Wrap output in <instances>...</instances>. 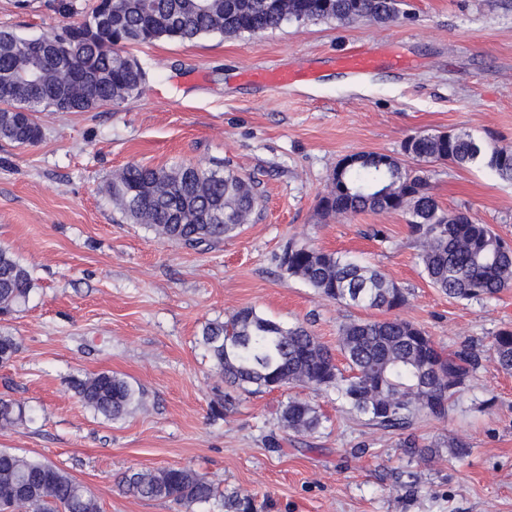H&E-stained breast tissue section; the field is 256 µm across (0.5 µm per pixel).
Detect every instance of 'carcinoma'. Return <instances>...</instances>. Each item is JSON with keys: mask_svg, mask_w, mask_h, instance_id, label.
I'll list each match as a JSON object with an SVG mask.
<instances>
[{"mask_svg": "<svg viewBox=\"0 0 512 512\" xmlns=\"http://www.w3.org/2000/svg\"><path fill=\"white\" fill-rule=\"evenodd\" d=\"M112 18L101 5L80 22H68L44 40L55 43L45 68L33 55V40L0 28V140L34 145L42 136L38 114L119 103L133 98L143 83L141 67L127 55L129 45L166 39L193 42L208 34L257 35L288 21L341 24L392 20L397 0H112ZM38 73L41 90L24 80ZM403 153L420 162L481 164L512 182V148L489 145L467 133H420L404 142ZM109 192L125 219L156 234L199 247L224 242L252 220L260 196L254 183L221 162L172 166L126 165L112 177ZM329 214L401 212L419 247L418 259L429 282L450 298L493 297L512 286V245L487 224L463 212L442 210L428 177L385 154L358 153L356 163L336 165L320 200ZM281 264L329 301L391 312L406 293L380 271L353 257L288 243ZM33 290L30 270L0 249V315L20 311ZM201 344L224 382L248 394L275 389L336 393L343 410L385 430H406L414 415L442 418L470 381L479 357L467 345L444 352L421 328L397 317L351 320L340 329L339 347L349 373L331 351L302 325L284 326L253 308L224 321L207 323ZM498 366L512 371V328L492 340ZM18 350L16 338L0 331V363ZM80 402L107 420L119 421L142 405L143 393L112 372L75 376ZM322 413L309 398L288 396L281 405L282 426L313 433ZM32 414L8 394H0V428H14ZM401 447L422 459L439 448L420 445L413 434ZM118 485L142 499H162L192 510L215 503L224 512H257L248 494L224 496L220 486L189 468L127 472ZM36 512H100L87 489L60 468L40 459L0 449V510L19 492Z\"/></svg>", "mask_w": 512, "mask_h": 512, "instance_id": "carcinoma-1", "label": "carcinoma"}]
</instances>
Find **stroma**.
<instances>
[{
  "mask_svg": "<svg viewBox=\"0 0 512 512\" xmlns=\"http://www.w3.org/2000/svg\"><path fill=\"white\" fill-rule=\"evenodd\" d=\"M61 0H0V27L53 33ZM368 50L375 69L349 73L337 56ZM148 72L136 97L80 112H45L36 145L0 141V247L29 267L34 289L0 323L18 350L0 393L32 422L0 429V448L48 461L83 484L101 512H179L124 493L129 470L187 467L242 492L263 512H512V373L489 348L512 327V287L457 300L433 288L406 215L329 216L320 207L337 162L374 152L402 158L421 131L466 132L512 147V0H401L387 23L290 22L257 36L131 46ZM302 71L286 85L245 71ZM223 160L254 178L263 202L250 224L214 247H190L126 223L108 192L126 164ZM444 211L490 225L512 244V183L476 165L426 166ZM383 237H376V230ZM296 241L367 263L404 289L400 319L448 350L480 356L442 419L417 416L423 444L455 438L469 453L407 456L400 432L319 398L311 434L283 428L285 390L240 394L215 417L226 385L200 343L206 323L254 308L307 327L330 350L339 329L380 311L336 304L281 265ZM113 372L143 404L112 422L85 408L69 380Z\"/></svg>",
  "mask_w": 512,
  "mask_h": 512,
  "instance_id": "35a3bbf8",
  "label": "stroma"
}]
</instances>
